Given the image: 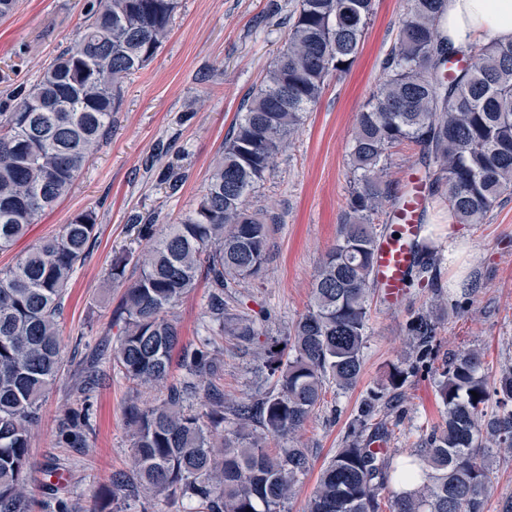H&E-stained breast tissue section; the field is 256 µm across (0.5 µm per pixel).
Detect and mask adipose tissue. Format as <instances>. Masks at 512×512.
I'll return each instance as SVG.
<instances>
[{
    "label": "adipose tissue",
    "mask_w": 512,
    "mask_h": 512,
    "mask_svg": "<svg viewBox=\"0 0 512 512\" xmlns=\"http://www.w3.org/2000/svg\"><path fill=\"white\" fill-rule=\"evenodd\" d=\"M452 47L464 49L492 34L512 42V0H447L442 22Z\"/></svg>",
    "instance_id": "obj_1"
}]
</instances>
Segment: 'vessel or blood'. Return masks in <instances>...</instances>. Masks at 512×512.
Listing matches in <instances>:
<instances>
[{
  "mask_svg": "<svg viewBox=\"0 0 512 512\" xmlns=\"http://www.w3.org/2000/svg\"><path fill=\"white\" fill-rule=\"evenodd\" d=\"M423 195L414 189L398 210L395 229L380 235L375 246L373 282L389 308H397L404 297L408 273L415 263L414 245L423 231Z\"/></svg>",
  "mask_w": 512,
  "mask_h": 512,
  "instance_id": "vessel-or-blood-1",
  "label": "vessel or blood"
}]
</instances>
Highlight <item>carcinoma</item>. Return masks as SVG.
I'll return each mask as SVG.
<instances>
[{
	"label": "carcinoma",
	"instance_id": "obj_1",
	"mask_svg": "<svg viewBox=\"0 0 512 512\" xmlns=\"http://www.w3.org/2000/svg\"><path fill=\"white\" fill-rule=\"evenodd\" d=\"M178 7L179 0H96L34 89L0 112V250L70 192L112 130L121 83L154 58ZM374 10L375 0H297L285 42L261 85L245 95L196 208L160 229L149 216L131 218L152 244L133 278L126 277L132 253L112 259L110 279L125 291L109 360L135 388L166 382L174 358L182 376L157 404L129 401L131 467L112 473L107 496L89 512H127L141 499L157 512L184 502L190 512H285L310 455L297 446L271 454L266 440L291 438L327 388L347 390L360 379L375 217L402 192L388 178L391 149L419 147L426 178L446 188L456 224L482 223L512 195V42L489 36L459 53L440 27L446 0H407L382 79L356 115L346 208L307 313L275 337L269 316L231 312L232 289L259 277L269 258L270 224L248 198L313 111L327 78L350 69ZM97 229L96 213L81 212L61 235L0 272V512H31L33 485L50 486L60 476L46 466L34 477L30 439L40 399L63 376L58 319ZM415 253L421 274L436 280L432 243L419 240ZM201 277L209 288L208 324L184 347L174 309ZM437 331L438 317L429 312L411 321L419 361L429 357ZM224 336L249 344L265 337L257 370L275 379L274 388L226 397L217 382L224 371L217 339ZM98 363L97 354L85 361L78 398L59 424L68 448L88 447ZM435 388L445 417L422 433L410 466L401 469L391 468L388 449L371 447L390 430L374 422L385 390L368 392L345 446L321 470L307 512H486L492 459L484 449H512V368L491 379L483 353L470 349Z\"/></svg>",
	"mask_w": 512,
	"mask_h": 512
}]
</instances>
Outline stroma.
<instances>
[{
    "mask_svg": "<svg viewBox=\"0 0 512 512\" xmlns=\"http://www.w3.org/2000/svg\"><path fill=\"white\" fill-rule=\"evenodd\" d=\"M93 0H21L19 10L0 20V112L10 111L17 91L30 88L44 67L70 44ZM297 0H180L171 33L154 59L123 87L112 131L86 163L72 191L7 250L5 271L42 240L58 235L77 213L97 214L98 233L69 283L60 324L65 372L41 402L31 440L36 468L59 462L64 478L55 490L35 493L32 512H50L56 499L75 512H89L112 473L127 469L130 439L124 410L131 398L154 404L162 387L133 389L108 372L92 395V431L84 448L64 447L58 421L72 405L79 360L112 347L123 289L112 283L113 257L141 255L149 240L139 238L133 215L155 214L157 224H174L196 207L214 161L245 94L259 86L286 33L282 25ZM406 9V0H376L362 49L350 70L329 77L323 93L290 147L250 197L251 209L273 219L271 255L262 275L235 288L242 311L267 310L273 334L288 327L310 305L311 283L335 244L349 190L348 152L356 114L381 77ZM179 174L176 189L163 182ZM425 233L440 249L461 244L454 260H442L437 288L408 284L402 305L387 308L381 294L370 301L368 337L360 380L353 389L329 388L323 403L297 432L292 445L310 452L311 467L296 486L287 512H303L321 467L343 446L358 405L367 392L386 386L391 365H409L411 317L431 312L441 319L428 371L410 377L380 420L392 428L390 463L408 460L423 428L440 423L444 407L435 382L449 360L468 349L484 353L489 375L512 366V196L482 224H452L444 192L428 201ZM208 287L176 307L181 342L202 332ZM252 354L233 337L224 339V392L241 398L269 389L255 377ZM487 512H501L512 500V451L491 448Z\"/></svg>",
    "mask_w": 512,
    "mask_h": 512,
    "instance_id": "obj_1",
    "label": "stroma"
}]
</instances>
